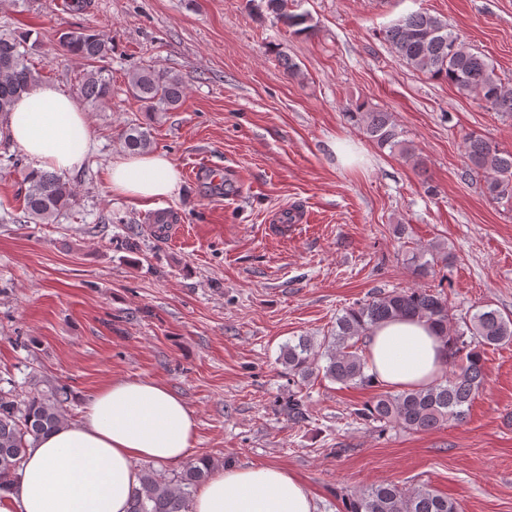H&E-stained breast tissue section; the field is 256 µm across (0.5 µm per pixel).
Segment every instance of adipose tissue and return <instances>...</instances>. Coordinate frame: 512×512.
I'll use <instances>...</instances> for the list:
<instances>
[{
	"label": "adipose tissue",
	"mask_w": 512,
	"mask_h": 512,
	"mask_svg": "<svg viewBox=\"0 0 512 512\" xmlns=\"http://www.w3.org/2000/svg\"><path fill=\"white\" fill-rule=\"evenodd\" d=\"M5 130L34 169L60 174L81 168L93 134L77 101L48 83L22 94ZM113 193L141 201L175 192L178 173L161 152L112 161ZM368 372L383 387L433 385L447 360L437 329L417 319L374 328L366 346ZM197 421L185 401L151 379L119 380L96 390L79 420L45 433L27 452L14 490H0V512H127L140 485L137 462L176 464L194 449ZM192 512H317L312 494L289 470L230 465L197 489Z\"/></svg>",
	"instance_id": "adipose-tissue-1"
}]
</instances>
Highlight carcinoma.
<instances>
[{
  "mask_svg": "<svg viewBox=\"0 0 512 512\" xmlns=\"http://www.w3.org/2000/svg\"><path fill=\"white\" fill-rule=\"evenodd\" d=\"M265 7L296 35L310 36L316 31L311 15L288 9V0H265ZM384 40L397 57L414 69L448 82L462 95L477 98L490 112L512 116V89L505 87L486 57L472 52L448 28L446 20L427 12H414L391 23L384 31ZM58 41L66 54L88 64L79 86L81 97L91 104L106 101L112 95V74L106 66L112 52L109 43L91 28L68 29L60 33ZM31 53L29 35H0V116L7 115L15 100L40 81V73L29 62ZM127 83L130 93L148 112L174 110L185 96L182 79L173 73L135 69L128 74ZM344 115L379 148L414 156L392 113L352 103ZM464 145L469 160L464 177L483 178L491 199L511 202L512 152L474 134L465 135ZM125 146L131 151L149 149L150 129L130 128ZM416 165H425L423 158L416 157ZM23 186L26 218L36 223L50 221L75 198L71 185L55 173L30 170ZM430 252L429 260L423 252H413L406 258L416 276L435 275L437 264L452 267L453 253L444 246L433 245ZM396 318H418L436 326L446 338L448 363L453 370L425 389L382 392L354 409L353 414L385 428L396 425L416 432L462 421L484 383L485 348L512 343V319L489 306L481 308L466 330L460 331L454 328L448 301L441 293L427 288L380 291L344 310L336 318L334 332L323 341L301 336L296 343L285 345L281 360L288 374L303 381L321 374L342 384L373 387L375 380L366 372L367 361L359 353V342L373 327ZM68 394V386L59 382L44 390L36 387L25 399L18 398L11 389L0 388V487L15 484L28 449L42 434L67 421L63 404ZM308 418L302 400L289 398L288 419L300 424ZM212 470L209 464L190 465L171 480L151 470L144 471L128 512H190L197 486ZM343 506L344 512H457L453 500L426 486L407 490L391 482L347 495Z\"/></svg>",
  "mask_w": 512,
  "mask_h": 512,
  "instance_id": "1",
  "label": "carcinoma"
}]
</instances>
